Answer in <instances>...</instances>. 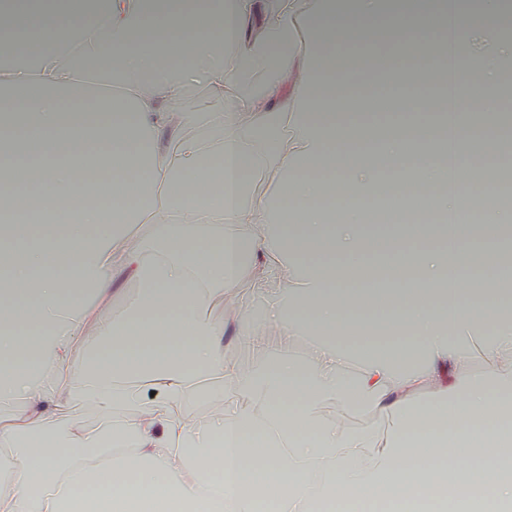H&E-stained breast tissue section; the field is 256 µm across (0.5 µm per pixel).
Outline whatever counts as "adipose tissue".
<instances>
[{
  "instance_id": "ef3b65f1",
  "label": "adipose tissue",
  "mask_w": 512,
  "mask_h": 512,
  "mask_svg": "<svg viewBox=\"0 0 512 512\" xmlns=\"http://www.w3.org/2000/svg\"><path fill=\"white\" fill-rule=\"evenodd\" d=\"M501 13V0L473 13L459 0H109L101 17L89 0H0V37L37 59L0 71V403L18 405L0 417V512H359L366 500L512 512V359H498L512 356V303L492 286L486 234L512 223V204L463 223L459 196L432 189L452 171L479 180L484 156L407 164L440 136L432 99L410 94L396 62L368 59L406 91L411 120H391L394 96L368 107L336 49L371 41L379 19L391 36L449 34L470 60L455 95L478 89L457 132L490 140L512 40L477 51L471 36ZM196 81L223 111L185 107ZM262 169L274 176L263 199ZM388 179L417 183L400 202L459 224L371 223L366 203ZM116 270L140 284L120 315ZM244 279L288 290L263 325L240 322L261 357L249 367L228 361L223 322L202 313ZM299 335L316 344L309 357L287 352ZM476 343L494 368L460 379ZM75 399L104 414L97 430L63 424ZM359 414L389 425L354 427ZM476 482L494 503L428 496Z\"/></svg>"
}]
</instances>
